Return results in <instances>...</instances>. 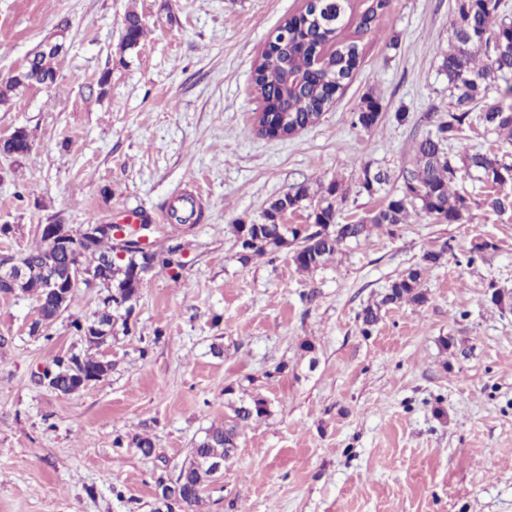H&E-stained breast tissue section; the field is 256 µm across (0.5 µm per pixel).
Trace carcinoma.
Here are the masks:
<instances>
[{
  "label": "carcinoma",
  "mask_w": 512,
  "mask_h": 512,
  "mask_svg": "<svg viewBox=\"0 0 512 512\" xmlns=\"http://www.w3.org/2000/svg\"><path fill=\"white\" fill-rule=\"evenodd\" d=\"M500 0H455L457 15L455 38L444 54L441 69L448 76V90L455 98V111L448 112V120L440 123L436 133L425 136L414 147L411 167L402 175L397 193L372 213L369 222L357 221L349 224L337 222V199L339 184L319 186L314 192L310 187L299 185L293 191L273 201L263 212L264 223L240 224L236 228V246L239 260L247 262L253 257L276 253L290 247L294 242L298 248L293 253L297 268L313 271L321 267L329 258L336 255L340 246L348 241H358L369 235L371 227H395L407 223L410 212L423 213L437 220L454 224L462 220L467 210L465 199L450 192L459 168L463 167L481 173L486 183L502 186L506 180L512 181V164H507L499 156L490 152L464 150L459 159H454L445 148V143L462 141L461 132L470 105L476 103L490 86L493 76L507 78L512 75V20L507 15H498ZM387 7V0H376V5L355 15L353 0H334L324 8L314 9L313 4L286 19L278 30L286 33L288 54L285 61L289 70L301 73L305 85L298 92L288 91V115L284 125H279L280 114L273 117L268 113L255 118L258 133H263L266 125L276 126L288 134L295 128H306L319 122L324 112L331 106L327 97V87L336 80V90L343 88L355 69L359 46L345 35V30L355 26V33L371 28L377 11ZM141 17L135 12L125 16L123 45L130 48L140 39ZM28 85L40 84L35 71L28 72ZM253 90L260 97L280 92L284 86V68L269 61L266 54L256 60L252 75ZM26 85V86H28ZM22 83L8 79L0 84V105L8 104L17 92L26 89ZM382 110L381 97L373 94L364 98L355 112L356 123L365 129L375 125ZM479 120L487 127L507 136L506 142L512 145V85L508 84L501 93V101L479 115ZM311 208V227L299 231L287 224L276 222V215L285 208L293 209L302 203ZM115 248L114 240L101 237L82 246L78 256L66 254L57 257L62 268L69 263L80 262L86 267L100 270L104 280L112 284V295L101 302L100 309L90 318L73 317L70 326L78 336L92 328L105 317V311H112V328H122L129 332L127 319L121 307L135 303L140 295V285L146 275L155 267L166 268L171 264L170 256L180 250L171 246L158 256L148 259L131 255L123 260L107 262L106 258ZM56 253L55 241L40 235V243L28 249L20 258L32 265H39L42 259ZM442 257L440 251H427L421 261L397 277L389 286L381 300L365 307L361 314L363 331L378 323L381 310L403 301L420 305L426 301L421 289L425 272L437 265ZM22 292L34 297L36 321L52 323L56 320L59 302L47 293L40 281L32 278ZM87 349L79 353L76 370L68 371L70 355L58 356L54 364L58 368L56 388L62 394L78 389L75 380L93 376L101 381L108 376L109 364L92 353V349L105 343L100 337H86ZM270 415L268 403L259 395L240 396L229 404L224 423L206 430L204 437L192 450L188 465L177 477L176 492L166 512H197L204 501L203 493L213 479L212 471L204 467L211 457L227 456V449L237 447L242 431L253 422L261 421Z\"/></svg>",
  "instance_id": "1"
}]
</instances>
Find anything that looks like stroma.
Masks as SVG:
<instances>
[{
  "label": "stroma",
  "mask_w": 512,
  "mask_h": 512,
  "mask_svg": "<svg viewBox=\"0 0 512 512\" xmlns=\"http://www.w3.org/2000/svg\"><path fill=\"white\" fill-rule=\"evenodd\" d=\"M305 2L0 0V81L67 28L55 84L0 106V137L24 128L32 140L27 156L0 157V226L11 228L0 254L38 244L44 224L133 213L155 225L159 248L182 246L181 268L146 277L130 334L105 350L109 375L69 395L41 375L83 350L69 316H93L98 290L76 291L46 337L29 329L30 297L0 293V512H154L159 481L176 479L223 422L230 386L265 397L271 414L243 430L202 512H512V309L491 301L512 291V210L485 204L512 196V183L460 172L451 189L469 203L463 221L375 228L310 273L285 251L237 258L235 225L261 222L300 184L340 183L344 222L380 208L385 194L363 191L362 168L399 186L415 142L453 107L440 65L455 0H389L320 122L258 135L254 64ZM130 11L147 25L124 52ZM370 93L383 109L366 130L354 114ZM499 100L492 88L478 101L464 144L512 163V145L477 117ZM182 196L200 223H170ZM483 239L496 250L468 261ZM437 249L426 302L389 306L363 333L362 309ZM136 434L152 456L131 445Z\"/></svg>",
  "instance_id": "obj_1"
}]
</instances>
